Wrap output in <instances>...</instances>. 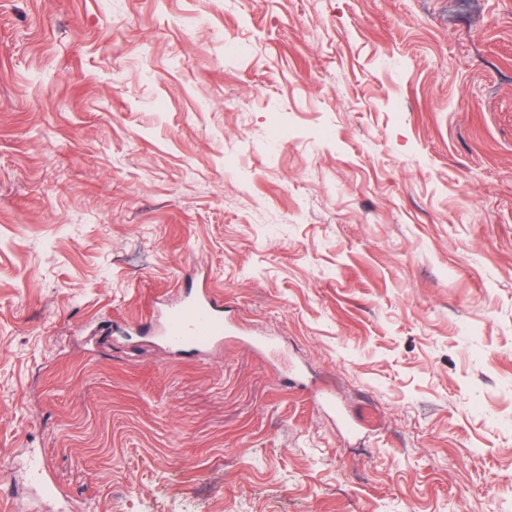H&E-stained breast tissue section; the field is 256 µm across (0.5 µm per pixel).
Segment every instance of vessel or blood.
<instances>
[{"instance_id": "1", "label": "vessel or blood", "mask_w": 512, "mask_h": 512, "mask_svg": "<svg viewBox=\"0 0 512 512\" xmlns=\"http://www.w3.org/2000/svg\"><path fill=\"white\" fill-rule=\"evenodd\" d=\"M224 312L223 299L213 291H203L168 313L163 328L166 344L175 349L190 348L198 352L211 349L229 331Z\"/></svg>"}]
</instances>
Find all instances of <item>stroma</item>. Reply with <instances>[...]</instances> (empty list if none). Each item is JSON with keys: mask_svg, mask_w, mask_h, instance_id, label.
Instances as JSON below:
<instances>
[{"mask_svg": "<svg viewBox=\"0 0 512 512\" xmlns=\"http://www.w3.org/2000/svg\"><path fill=\"white\" fill-rule=\"evenodd\" d=\"M203 288L220 346L147 332ZM0 459L5 512H512V0H0Z\"/></svg>", "mask_w": 512, "mask_h": 512, "instance_id": "1", "label": "stroma"}]
</instances>
